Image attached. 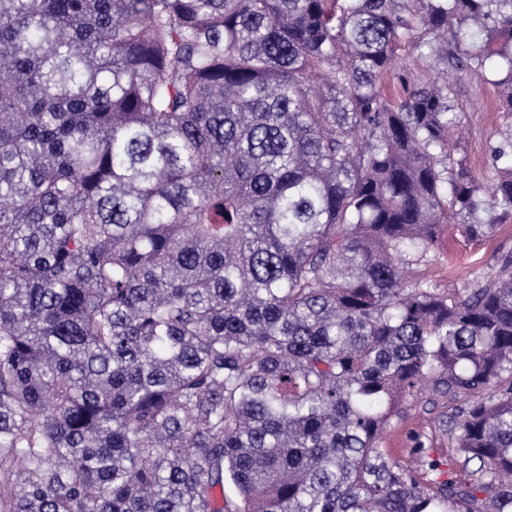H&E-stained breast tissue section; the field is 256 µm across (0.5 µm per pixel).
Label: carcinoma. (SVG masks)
I'll return each mask as SVG.
<instances>
[{
  "label": "carcinoma",
  "instance_id": "obj_1",
  "mask_svg": "<svg viewBox=\"0 0 512 512\" xmlns=\"http://www.w3.org/2000/svg\"><path fill=\"white\" fill-rule=\"evenodd\" d=\"M0 55V512H512V259L409 280L512 213V0H0ZM428 383L425 486L378 442ZM400 63L406 65V70L409 71L411 77H428L432 70V65L428 59L417 57V53L407 46L401 52ZM495 99V88L482 77L459 74L454 100L466 113V129L461 144L469 168L487 188L495 181V171L489 164V147L499 140L498 130L503 123V114L495 109Z\"/></svg>",
  "mask_w": 512,
  "mask_h": 512
}]
</instances>
